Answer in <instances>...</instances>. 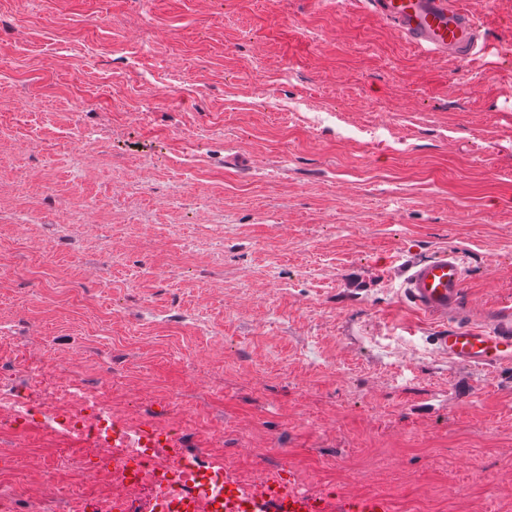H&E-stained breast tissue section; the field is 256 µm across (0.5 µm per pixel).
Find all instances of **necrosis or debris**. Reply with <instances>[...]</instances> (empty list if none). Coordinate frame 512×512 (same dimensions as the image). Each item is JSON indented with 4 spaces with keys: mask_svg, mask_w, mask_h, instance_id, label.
<instances>
[{
    "mask_svg": "<svg viewBox=\"0 0 512 512\" xmlns=\"http://www.w3.org/2000/svg\"><path fill=\"white\" fill-rule=\"evenodd\" d=\"M35 414L44 433L78 442L85 455L96 458L95 468L84 467L78 473L80 482L104 487L84 500L87 512H114L119 504L132 512L136 503L154 501L163 488L158 480L162 471L169 474L170 488L198 486L199 512H210L212 499L224 493L227 468L195 472L181 452L177 430L166 432L164 447H141L145 424L116 419L108 384L87 388L74 381L65 389L29 393L0 380L1 434L21 431Z\"/></svg>",
    "mask_w": 512,
    "mask_h": 512,
    "instance_id": "necrosis-or-debris-1",
    "label": "necrosis or debris"
}]
</instances>
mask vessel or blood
Returning <instances> with one entry per match:
<instances>
[{"mask_svg": "<svg viewBox=\"0 0 512 512\" xmlns=\"http://www.w3.org/2000/svg\"><path fill=\"white\" fill-rule=\"evenodd\" d=\"M377 15L395 25L415 48L429 55L456 54L468 59L482 38L473 15L455 0H368ZM466 282L465 265L454 253L443 252L406 265L402 288L423 314L441 322L436 337L440 354L452 362L485 370L512 363V307L488 310L483 323L455 326L448 318L461 305ZM214 512H394V503L382 493L333 497L285 488L276 477L260 489L226 478L224 497ZM154 512H196V499L186 492L160 496Z\"/></svg>", "mask_w": 512, "mask_h": 512, "instance_id": "vessel-or-blood-1", "label": "vessel or blood"}]
</instances>
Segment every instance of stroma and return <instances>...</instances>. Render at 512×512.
<instances>
[{
	"instance_id": "stroma-1",
	"label": "stroma",
	"mask_w": 512,
	"mask_h": 512,
	"mask_svg": "<svg viewBox=\"0 0 512 512\" xmlns=\"http://www.w3.org/2000/svg\"><path fill=\"white\" fill-rule=\"evenodd\" d=\"M460 2L467 61L365 0H0V373L110 383L254 480L512 512V364L452 363L401 292L448 251L461 320L512 304V0ZM55 445L9 436L6 483L95 463L44 477Z\"/></svg>"
}]
</instances>
